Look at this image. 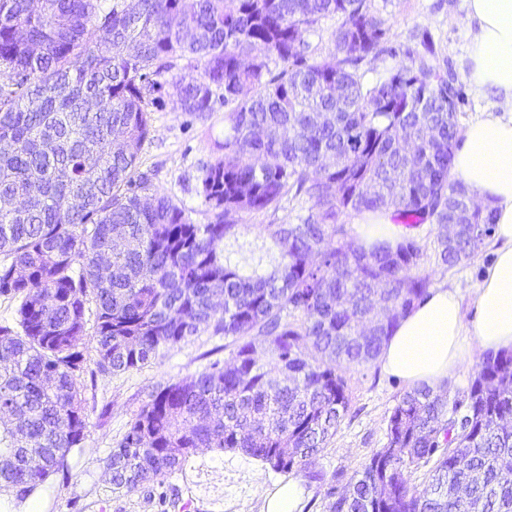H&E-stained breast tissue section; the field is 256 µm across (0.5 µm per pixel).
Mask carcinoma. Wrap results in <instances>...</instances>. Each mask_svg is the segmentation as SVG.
Returning a JSON list of instances; mask_svg holds the SVG:
<instances>
[{
	"label": "carcinoma",
	"mask_w": 512,
	"mask_h": 512,
	"mask_svg": "<svg viewBox=\"0 0 512 512\" xmlns=\"http://www.w3.org/2000/svg\"><path fill=\"white\" fill-rule=\"evenodd\" d=\"M333 16L336 52L319 59L306 35ZM387 39L370 0H0V296L18 301L16 328L0 326V487L15 505L83 450L90 325L102 373L204 331L229 350L151 391L106 457L115 490L161 484L210 448L325 484L323 512H512V351L486 353L462 399L405 393L344 486L316 469L349 409L344 373L376 361L432 286L420 241L365 248L342 217L432 226L443 269L495 229L452 174L456 74L424 37L365 82ZM187 57L200 75L172 74ZM167 98L202 121L224 104L207 224L140 162ZM301 196L307 216L264 225L269 269L224 256L241 214ZM404 59H406V57L402 54L396 57L392 56L390 53L381 55L376 60L363 66L362 72H364L365 80L369 82H376L377 80L383 79L392 69L400 64V61Z\"/></svg>",
	"instance_id": "obj_1"
}]
</instances>
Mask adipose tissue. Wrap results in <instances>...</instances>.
<instances>
[{
	"mask_svg": "<svg viewBox=\"0 0 512 512\" xmlns=\"http://www.w3.org/2000/svg\"><path fill=\"white\" fill-rule=\"evenodd\" d=\"M466 14L465 81L475 97L492 93L499 102L496 112L465 128L453 173L494 213L495 258L475 292L472 329L464 327L456 294L434 288L400 320L380 356L386 373L434 389L473 349L512 350V0H466Z\"/></svg>",
	"mask_w": 512,
	"mask_h": 512,
	"instance_id": "1",
	"label": "adipose tissue"
}]
</instances>
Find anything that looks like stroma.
<instances>
[{
	"mask_svg": "<svg viewBox=\"0 0 512 512\" xmlns=\"http://www.w3.org/2000/svg\"><path fill=\"white\" fill-rule=\"evenodd\" d=\"M371 9L384 20L390 45L416 50L421 39H429L440 64L462 73L471 42L464 0H371ZM152 127L140 161L156 168L155 189L176 197L194 223L210 222L212 214L200 195L201 176L218 159L212 145L224 135L223 110H216L203 123L170 102L153 112ZM309 206L304 199L286 200L272 216L243 214L237 236L224 242L225 254L244 271H252L260 256V225L296 222ZM493 259L489 244L472 259L446 270L436 267L433 256L425 258L424 267L432 271L435 287L459 295L465 324L475 319V290ZM84 352L88 421L84 451L72 454L68 476L52 477L46 512H174L159 503L162 489L172 486L182 493L183 512H262L266 492L287 481V474L247 455L203 449L185 474L172 475L163 485L133 493L113 492L104 476V460L148 394L157 386L195 374L211 361L227 358L228 352L223 337L204 333L188 344L160 350L143 368L119 374L98 371L93 339H86ZM345 380L350 409L317 464L328 479L337 474L352 476L384 446L387 418L408 390L404 381L384 372L376 362L350 369Z\"/></svg>",
	"mask_w": 512,
	"mask_h": 512,
	"instance_id": "obj_1",
	"label": "stroma"
}]
</instances>
